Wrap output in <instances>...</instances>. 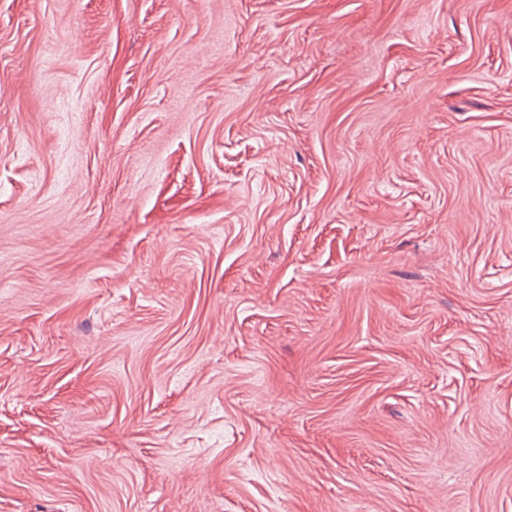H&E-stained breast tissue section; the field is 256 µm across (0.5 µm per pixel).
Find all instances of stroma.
Listing matches in <instances>:
<instances>
[{
    "mask_svg": "<svg viewBox=\"0 0 512 512\" xmlns=\"http://www.w3.org/2000/svg\"><path fill=\"white\" fill-rule=\"evenodd\" d=\"M0 512H512V0H0Z\"/></svg>",
    "mask_w": 512,
    "mask_h": 512,
    "instance_id": "stroma-1",
    "label": "stroma"
}]
</instances>
